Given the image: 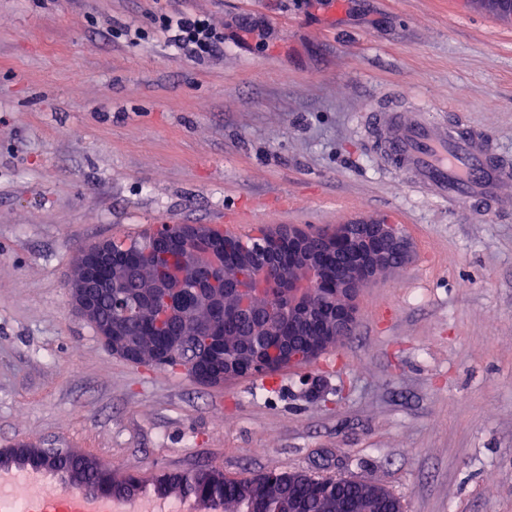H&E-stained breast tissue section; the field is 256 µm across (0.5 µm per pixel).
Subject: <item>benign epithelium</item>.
Returning a JSON list of instances; mask_svg holds the SVG:
<instances>
[{
	"label": "benign epithelium",
	"instance_id": "benign-epithelium-1",
	"mask_svg": "<svg viewBox=\"0 0 512 512\" xmlns=\"http://www.w3.org/2000/svg\"><path fill=\"white\" fill-rule=\"evenodd\" d=\"M154 237L170 243L175 255L170 257L164 275L152 289L142 293L150 303H170L171 298L187 288L190 277L186 258L192 257L198 267H217L222 252L213 245L215 235L207 224H159ZM288 245V277L277 284L266 281L255 262L253 250L235 237H224V249L238 254L239 272L225 279L231 300L224 302L218 293L210 295L213 305L227 318L248 321L258 315L262 326L254 334L250 351L258 360L272 367L284 369L302 359H314L332 348L357 321V295L364 285L381 272L402 266L410 257L412 243L401 225L390 219H363L338 224L330 231L290 225L261 236L260 247L265 257H278L283 245ZM159 255L150 249L140 252L136 265L122 276L124 285L136 288L138 277L153 269ZM112 270V245L106 240L90 246L83 254L70 288V299L81 316L96 327L106 347L115 355L137 363L143 359L137 344L113 330L112 321L99 319L92 289H103L108 284L100 272ZM332 292L333 312L323 315L315 298ZM318 322L321 337L299 343L307 325ZM288 324V335L277 346H270L266 336L274 328ZM197 379L210 383L216 375L210 370L209 354L195 358ZM23 444L0 451V465L15 466L26 453Z\"/></svg>",
	"mask_w": 512,
	"mask_h": 512
}]
</instances>
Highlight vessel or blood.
Segmentation results:
<instances>
[{
	"label": "vessel or blood",
	"mask_w": 512,
	"mask_h": 512,
	"mask_svg": "<svg viewBox=\"0 0 512 512\" xmlns=\"http://www.w3.org/2000/svg\"><path fill=\"white\" fill-rule=\"evenodd\" d=\"M366 112L376 155L427 196L476 218L512 207V156L484 131L423 106Z\"/></svg>",
	"instance_id": "1"
}]
</instances>
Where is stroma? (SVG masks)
Instances as JSON below:
<instances>
[{"mask_svg": "<svg viewBox=\"0 0 512 512\" xmlns=\"http://www.w3.org/2000/svg\"><path fill=\"white\" fill-rule=\"evenodd\" d=\"M185 6L223 25L215 55L156 32L158 0H0V448H73L148 494L163 472L305 471L403 512H512V211L423 196L369 153L363 114L423 104L512 153V25L466 0ZM365 215L411 259L361 288L348 339L273 376L134 365L70 302L109 237Z\"/></svg>", "mask_w": 512, "mask_h": 512, "instance_id": "35a3bbf8", "label": "stroma"}]
</instances>
